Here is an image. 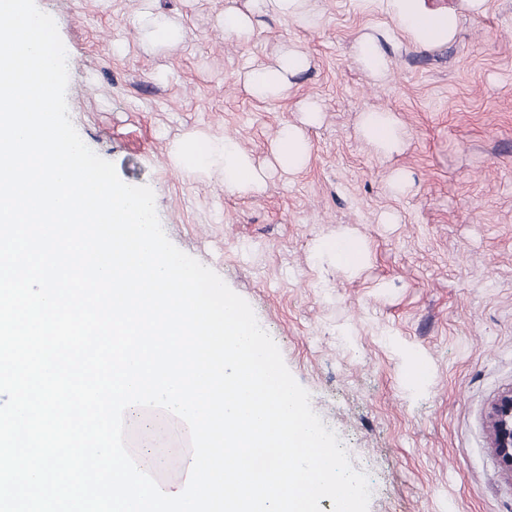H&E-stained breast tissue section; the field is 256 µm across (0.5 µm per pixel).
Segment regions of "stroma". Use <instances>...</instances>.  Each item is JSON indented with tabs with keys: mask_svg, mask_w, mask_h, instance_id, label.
Segmentation results:
<instances>
[{
	"mask_svg": "<svg viewBox=\"0 0 512 512\" xmlns=\"http://www.w3.org/2000/svg\"><path fill=\"white\" fill-rule=\"evenodd\" d=\"M69 58V115L85 144L155 194L162 228L253 308L310 394L314 412L369 478L368 512H512V476L488 437L512 390V0L463 14L456 38L424 50L379 5L309 0L316 27L263 15L240 45L224 10L245 0H36ZM180 31L155 42L154 24ZM377 36L376 80L354 44ZM296 45L311 64L280 98L250 97L249 68ZM321 109L310 157L282 170V124ZM391 111L405 132L385 155L360 133ZM235 140L265 165L264 186L224 190L221 166L191 171L190 142ZM409 186L392 193L391 175ZM358 246L354 266L327 248ZM141 431L140 468L176 471L186 424ZM165 456L150 455L157 440ZM354 48L355 58L362 69L373 79H384L389 69V59L380 40L372 35H363L356 40Z\"/></svg>",
	"mask_w": 512,
	"mask_h": 512,
	"instance_id": "1",
	"label": "stroma"
}]
</instances>
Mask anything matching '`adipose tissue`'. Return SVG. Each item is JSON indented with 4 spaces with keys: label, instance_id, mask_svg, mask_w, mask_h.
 Instances as JSON below:
<instances>
[{
    "label": "adipose tissue",
    "instance_id": "adipose-tissue-1",
    "mask_svg": "<svg viewBox=\"0 0 512 512\" xmlns=\"http://www.w3.org/2000/svg\"><path fill=\"white\" fill-rule=\"evenodd\" d=\"M307 0H249L246 10L226 9L224 34L238 44H248L254 34V20L262 15H275L305 26L315 25L317 17L306 8ZM384 13L397 29L417 46L432 49L451 42L458 30L463 13L481 14L488 0H451L445 7L431 6L429 0H379ZM310 60L297 47L288 48L275 65L250 70L244 80L248 94L259 99L274 98L290 86V79L306 69ZM303 125L287 123L280 127L275 142V159L282 169L294 173L302 169L310 155V145ZM364 138L383 153L402 149L404 132L392 113L368 110L361 117ZM224 168L226 191L244 192L261 189L262 171L251 155L232 139L193 148L187 155L189 167L203 170L214 162Z\"/></svg>",
    "mask_w": 512,
    "mask_h": 512
}]
</instances>
